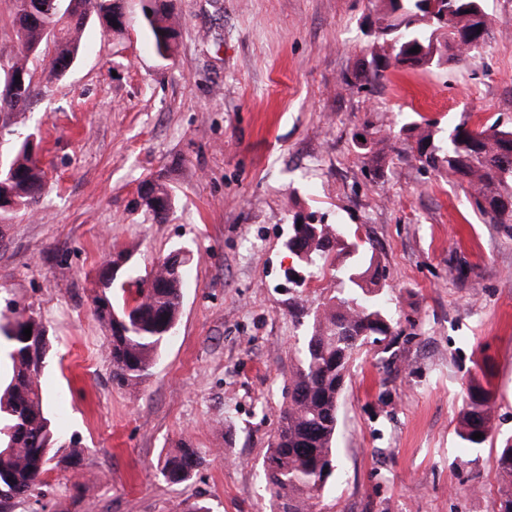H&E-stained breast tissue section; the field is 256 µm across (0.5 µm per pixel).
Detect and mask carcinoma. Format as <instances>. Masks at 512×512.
Wrapping results in <instances>:
<instances>
[{"mask_svg": "<svg viewBox=\"0 0 512 512\" xmlns=\"http://www.w3.org/2000/svg\"><path fill=\"white\" fill-rule=\"evenodd\" d=\"M13 25L20 48L11 57V73L0 70V112H19L37 95L34 62L48 78L63 76L83 48L88 20L98 19L106 32L122 35L134 10L156 53L174 55L180 22L170 0H13ZM464 10L461 0H375L374 40L346 85L364 87L389 69L430 70L463 61L485 47L489 23L484 0ZM420 47L417 53L411 52ZM409 151L421 168L446 170L468 186L474 209L490 224H512V126L493 121L475 126L463 114L448 133L437 123L411 122ZM45 189V172L27 139L14 141L10 156L0 164V215L9 204L34 210ZM142 206L154 219L166 218L171 195L161 184H150ZM345 245L336 224L301 221L292 224L288 249L308 277L316 276L330 254ZM352 264L336 271L339 295L313 311L300 309L299 324L307 336L293 374L288 401L264 462L265 490L275 500V512H316L319 499L336 470L338 403L356 352L366 343H382L380 362L390 366L397 357L400 334L392 315L377 301L379 277L365 265L359 245ZM186 260L166 267L160 263L142 278L120 285L102 283V298L94 304L97 317L111 331L108 350L112 379L136 388L150 375L162 343L175 331L182 304ZM151 283L145 288L143 284ZM20 329L31 328L30 339L0 327L11 343L10 373L0 389V502L36 496L46 486L44 475L55 459L54 432L40 388V369L33 356L46 359L49 342L43 323L15 313ZM492 395L473 375L458 422V436L469 448L485 443L492 432ZM479 433L481 438L473 435ZM84 448L71 444L57 460L66 469L83 461ZM201 464L196 449L183 445L166 456L161 474L172 484L188 481ZM491 512H512V483L505 484Z\"/></svg>", "mask_w": 512, "mask_h": 512, "instance_id": "carcinoma-1", "label": "carcinoma"}]
</instances>
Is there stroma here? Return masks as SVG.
<instances>
[{"label":"stroma","mask_w":512,"mask_h":512,"mask_svg":"<svg viewBox=\"0 0 512 512\" xmlns=\"http://www.w3.org/2000/svg\"><path fill=\"white\" fill-rule=\"evenodd\" d=\"M174 4L172 58L139 21L121 37L92 21L67 74L0 115L35 134L47 173L35 211L0 216V311L13 303L45 325L56 445L85 450L78 471L51 469L43 497L8 512H273L263 462L306 334L294 314L336 295L348 262L333 252L319 282L290 284L297 213L365 245L400 333L392 367L373 345L351 367L317 512H490L512 439V225L484 223L455 177L422 171L400 127L421 115L447 129L465 111L512 121V0H485L480 55L390 70L370 90L344 83L374 39L370 0ZM146 183L169 190L165 220L137 207ZM113 249L131 254L122 280L174 252L188 260L176 330L135 389L113 384L92 306ZM481 370L494 433L467 448L457 420ZM185 443L203 464L168 484L166 454Z\"/></svg>","instance_id":"stroma-1"}]
</instances>
